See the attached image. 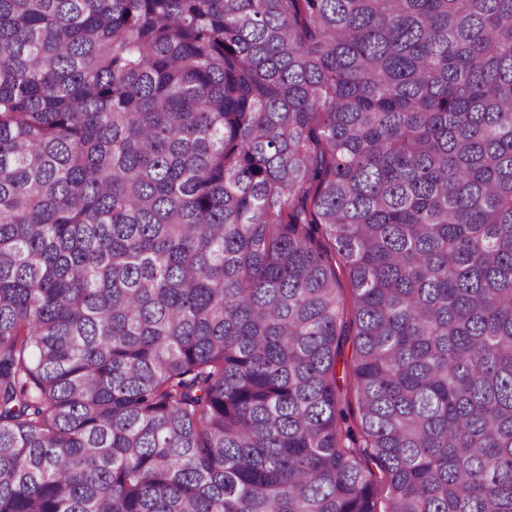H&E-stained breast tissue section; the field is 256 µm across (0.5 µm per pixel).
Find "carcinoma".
I'll return each instance as SVG.
<instances>
[{
	"mask_svg": "<svg viewBox=\"0 0 512 512\" xmlns=\"http://www.w3.org/2000/svg\"><path fill=\"white\" fill-rule=\"evenodd\" d=\"M0 512H512V0H0Z\"/></svg>",
	"mask_w": 512,
	"mask_h": 512,
	"instance_id": "carcinoma-1",
	"label": "carcinoma"
}]
</instances>
